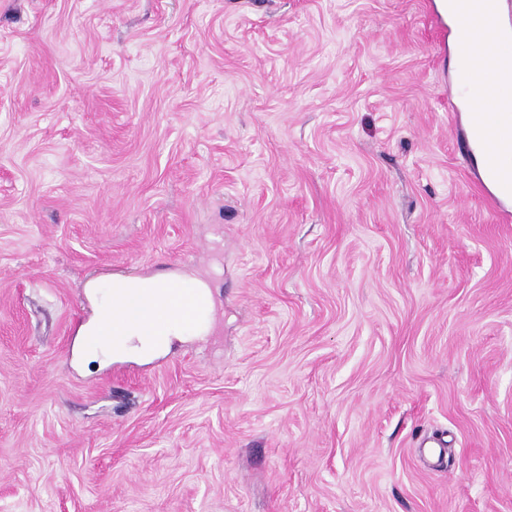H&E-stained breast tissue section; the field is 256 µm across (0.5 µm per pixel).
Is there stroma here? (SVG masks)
Listing matches in <instances>:
<instances>
[{"instance_id":"35a3bbf8","label":"stroma","mask_w":512,"mask_h":512,"mask_svg":"<svg viewBox=\"0 0 512 512\" xmlns=\"http://www.w3.org/2000/svg\"><path fill=\"white\" fill-rule=\"evenodd\" d=\"M442 0H0V512H512V208ZM216 328L76 369L88 280Z\"/></svg>"}]
</instances>
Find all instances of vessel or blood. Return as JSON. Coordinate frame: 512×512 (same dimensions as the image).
Wrapping results in <instances>:
<instances>
[{"instance_id": "b4317fda", "label": "vessel or blood", "mask_w": 512, "mask_h": 512, "mask_svg": "<svg viewBox=\"0 0 512 512\" xmlns=\"http://www.w3.org/2000/svg\"><path fill=\"white\" fill-rule=\"evenodd\" d=\"M455 38L471 50L459 77L468 97L497 112H512V33H506L500 0H452ZM487 153L481 177L493 203L512 201V131L484 119L477 128Z\"/></svg>"}]
</instances>
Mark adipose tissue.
<instances>
[{"instance_id": "obj_1", "label": "adipose tissue", "mask_w": 512, "mask_h": 512, "mask_svg": "<svg viewBox=\"0 0 512 512\" xmlns=\"http://www.w3.org/2000/svg\"><path fill=\"white\" fill-rule=\"evenodd\" d=\"M91 316L76 332L77 365L148 363L212 330L215 303L207 279L193 271L150 277L111 275L87 282Z\"/></svg>"}]
</instances>
